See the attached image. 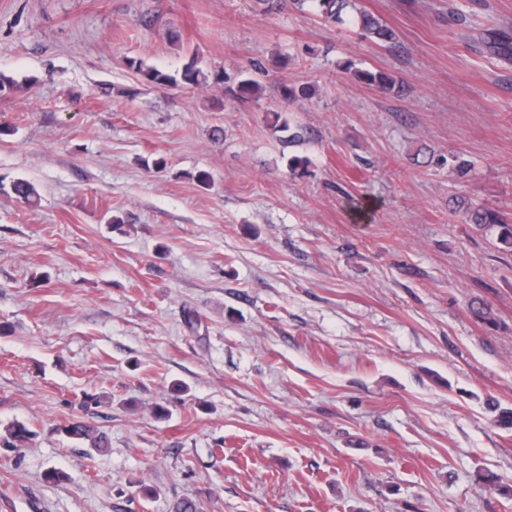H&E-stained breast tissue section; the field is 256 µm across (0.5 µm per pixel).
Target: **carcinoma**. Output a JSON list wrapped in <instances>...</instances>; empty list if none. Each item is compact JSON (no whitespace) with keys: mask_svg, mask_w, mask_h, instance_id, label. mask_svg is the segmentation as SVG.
<instances>
[{"mask_svg":"<svg viewBox=\"0 0 512 512\" xmlns=\"http://www.w3.org/2000/svg\"><path fill=\"white\" fill-rule=\"evenodd\" d=\"M350 0H258V3L266 6V10H281L288 7L299 9L306 8L312 14L320 17L324 22L342 23L343 10ZM353 24L358 27L360 34L376 43L392 45L395 43L396 34L392 28L383 21L368 12L361 11L353 19ZM129 68L133 69L142 81L153 84L160 89L182 85L187 88H203L208 86H224V93L234 98H247L256 95L261 90L259 78L266 75V68L262 61L254 60L246 70L228 72L227 70L211 71L203 65V58L198 53H192L188 62L183 65L176 74L165 73L158 68L147 64L143 60L128 61ZM354 76L361 82L375 86L385 92L401 93L404 91L402 81L395 75L385 71H356ZM314 94L312 86L302 84L299 86L282 84L281 97L285 104H291L299 99L308 98ZM274 129L288 132V143L296 144L304 140L302 128L291 125L282 111L274 112ZM14 194L26 203H33L38 199L35 186L27 180L18 179L13 182ZM455 210L462 213L466 221L478 229L487 227L499 228L498 244L502 248L512 251V224L502 214L492 208L464 198L457 201ZM68 438L78 441L90 442L92 448H104L107 445L106 437L97 429L79 423H71L63 428ZM29 430L24 423L14 421L8 424L4 431L0 432V445L9 448H18L28 439Z\"/></svg>","mask_w":512,"mask_h":512,"instance_id":"obj_1","label":"carcinoma"}]
</instances>
